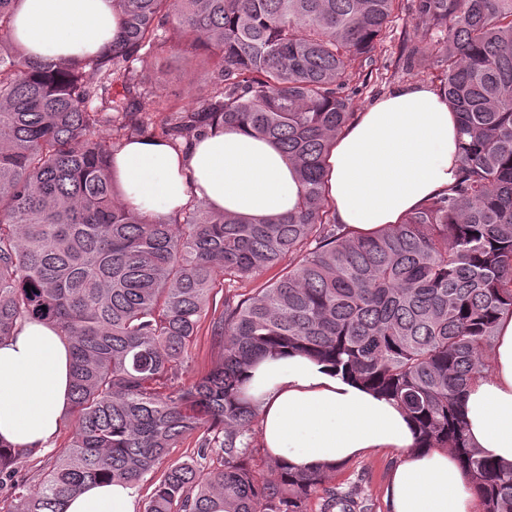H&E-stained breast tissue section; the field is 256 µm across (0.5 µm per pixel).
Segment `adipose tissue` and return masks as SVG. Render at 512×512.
Segmentation results:
<instances>
[{"label": "adipose tissue", "instance_id": "obj_1", "mask_svg": "<svg viewBox=\"0 0 512 512\" xmlns=\"http://www.w3.org/2000/svg\"><path fill=\"white\" fill-rule=\"evenodd\" d=\"M112 0H20L13 36L33 59L53 63L96 54L117 35ZM458 118L426 84L393 88L340 134L328 159V199L337 223L368 235L446 192L458 168ZM126 206L166 218L191 198L249 218L280 216L299 201L293 168L269 142L218 129L187 147L137 139L113 155ZM487 374L464 397L467 435L486 457L512 462V312L495 330ZM71 352L46 324L23 322L0 342V443L19 454L52 441L70 406ZM268 455L299 469L334 468L374 448L400 452L391 473V512H470L474 496L455 456L417 445L415 425L392 400L300 354L268 356L248 371ZM135 485L86 486L64 512H136Z\"/></svg>", "mask_w": 512, "mask_h": 512}]
</instances>
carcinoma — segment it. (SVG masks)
I'll return each mask as SVG.
<instances>
[{
  "mask_svg": "<svg viewBox=\"0 0 512 512\" xmlns=\"http://www.w3.org/2000/svg\"><path fill=\"white\" fill-rule=\"evenodd\" d=\"M17 2L0 0V341L25 320L68 339L75 424L9 512H62L91 482L136 485L200 429L198 457L219 448L223 468L168 466L145 512H307L331 470L276 463L268 478L250 463L258 415L242 373L285 348L396 401L424 447L456 454L480 512H512V463L468 446L462 402L512 310V0H413L429 40L409 59L442 74L459 115L458 174L363 237L333 218L326 159L353 116L351 64L372 60L400 0H117L119 38L60 63L12 38ZM169 21L185 47L206 48L213 80L157 126L141 112L139 65ZM223 125L283 154L299 179L294 211L249 221L192 199L175 219L148 220L124 205L110 173L123 141L177 148ZM286 255L295 261L276 279L213 312L220 362L181 383L218 277L252 280ZM20 460L0 444V488L18 484ZM323 512L372 510L331 490Z\"/></svg>",
  "mask_w": 512,
  "mask_h": 512,
  "instance_id": "1",
  "label": "carcinoma"
}]
</instances>
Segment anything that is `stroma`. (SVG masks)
<instances>
[{
	"instance_id": "35a3bbf8",
	"label": "stroma",
	"mask_w": 512,
	"mask_h": 512,
	"mask_svg": "<svg viewBox=\"0 0 512 512\" xmlns=\"http://www.w3.org/2000/svg\"><path fill=\"white\" fill-rule=\"evenodd\" d=\"M420 31L410 9H402L384 32L372 63L364 65L365 83L352 97V112L365 109L374 99L392 88L415 83L438 86V70L411 63L408 53L419 41ZM180 40L175 24H168L164 33V47L143 65L146 75L157 81L156 94L147 96L142 108L153 122H160L164 113L161 101L184 105L197 101L208 89L211 72L196 65L191 53L175 57L170 47ZM209 317H202L197 338L189 349L181 381L191 384L207 374L220 357L221 349L209 331ZM74 426L73 415H65L60 430L47 450L24 458L18 465L21 485L31 490L52 469L58 458L66 451ZM201 432L185 434L176 448L170 449L164 466L156 467L139 483L136 509L144 512L152 489L164 472L165 465L188 461L195 458ZM398 459L396 451L377 448L343 464L333 471L327 487L353 490L372 505V512H390L388 488L391 471Z\"/></svg>"
}]
</instances>
